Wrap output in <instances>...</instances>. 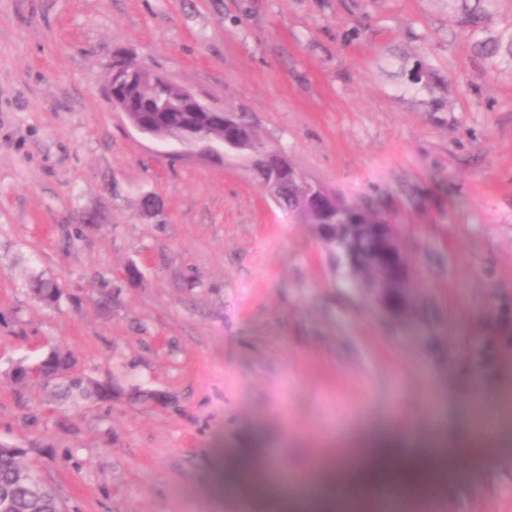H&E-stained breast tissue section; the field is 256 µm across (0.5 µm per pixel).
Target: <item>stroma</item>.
Instances as JSON below:
<instances>
[{
    "label": "stroma",
    "instance_id": "obj_1",
    "mask_svg": "<svg viewBox=\"0 0 512 512\" xmlns=\"http://www.w3.org/2000/svg\"><path fill=\"white\" fill-rule=\"evenodd\" d=\"M118 50L252 112L344 201L382 203L413 310L390 318L349 287L242 163L171 159L177 143L113 112ZM34 276L60 285L58 307L27 295ZM0 314V441L28 449L67 512H273L218 492L239 455L298 476L372 430L421 445L440 420L455 436L480 397L507 400L484 447L499 462L437 502L512 512V73L476 57L447 0H0ZM51 345L172 402L74 414L35 386L18 403L7 369Z\"/></svg>",
    "mask_w": 512,
    "mask_h": 512
}]
</instances>
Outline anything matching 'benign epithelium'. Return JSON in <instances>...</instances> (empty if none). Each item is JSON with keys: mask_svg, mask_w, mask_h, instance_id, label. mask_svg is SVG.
I'll return each instance as SVG.
<instances>
[{"mask_svg": "<svg viewBox=\"0 0 512 512\" xmlns=\"http://www.w3.org/2000/svg\"><path fill=\"white\" fill-rule=\"evenodd\" d=\"M167 87L166 111L178 113L176 135L170 137L159 132L158 125L139 116L146 111L134 90L152 91ZM105 96L112 111L124 116L137 132L160 141L175 140L189 147L185 157L196 161L218 164L224 160V144L197 135L190 115L196 112H219L221 108L205 103L195 92L178 87L165 75L153 70L130 53L121 51L112 56ZM259 174L263 186L270 196L279 193L280 185L295 176V168L284 154L278 156L273 165L261 163ZM336 240L347 241L358 237L375 241L376 247L370 257L359 262L347 248L337 254L338 260L350 270L349 284L354 288H367L379 306L391 317L402 318L410 313L413 298L409 285L413 271L408 261L399 225L386 219L383 224H337Z\"/></svg>", "mask_w": 512, "mask_h": 512, "instance_id": "obj_1", "label": "benign epithelium"}]
</instances>
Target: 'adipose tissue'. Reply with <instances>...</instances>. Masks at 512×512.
Wrapping results in <instances>:
<instances>
[{
  "mask_svg": "<svg viewBox=\"0 0 512 512\" xmlns=\"http://www.w3.org/2000/svg\"><path fill=\"white\" fill-rule=\"evenodd\" d=\"M496 425L491 399L477 402L472 419L452 441L438 438L408 451L404 436L374 432L362 439L363 463L350 470L320 464L327 477L315 496L280 499L291 512H372L373 504L388 499L394 505H417L444 492L462 473L467 461H483L482 436Z\"/></svg>",
  "mask_w": 512,
  "mask_h": 512,
  "instance_id": "ef3b65f1",
  "label": "adipose tissue"
}]
</instances>
